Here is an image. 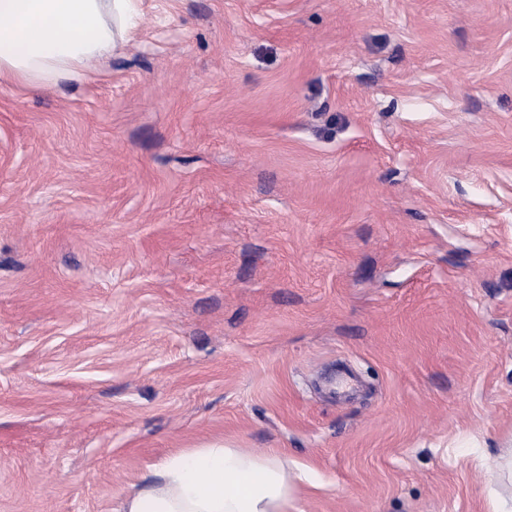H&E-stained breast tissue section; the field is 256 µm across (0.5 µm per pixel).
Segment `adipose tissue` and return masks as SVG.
<instances>
[{
  "label": "adipose tissue",
  "instance_id": "ef3b65f1",
  "mask_svg": "<svg viewBox=\"0 0 512 512\" xmlns=\"http://www.w3.org/2000/svg\"><path fill=\"white\" fill-rule=\"evenodd\" d=\"M140 21L137 0H0V85L88 78ZM296 480L277 451L215 441L153 465L118 512H288Z\"/></svg>",
  "mask_w": 512,
  "mask_h": 512
}]
</instances>
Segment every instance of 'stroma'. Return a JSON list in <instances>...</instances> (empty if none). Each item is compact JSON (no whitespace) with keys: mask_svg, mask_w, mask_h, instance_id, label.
Wrapping results in <instances>:
<instances>
[{"mask_svg":"<svg viewBox=\"0 0 512 512\" xmlns=\"http://www.w3.org/2000/svg\"><path fill=\"white\" fill-rule=\"evenodd\" d=\"M0 86V512L279 449L297 512H512V0H140Z\"/></svg>","mask_w":512,"mask_h":512,"instance_id":"35a3bbf8","label":"stroma"}]
</instances>
